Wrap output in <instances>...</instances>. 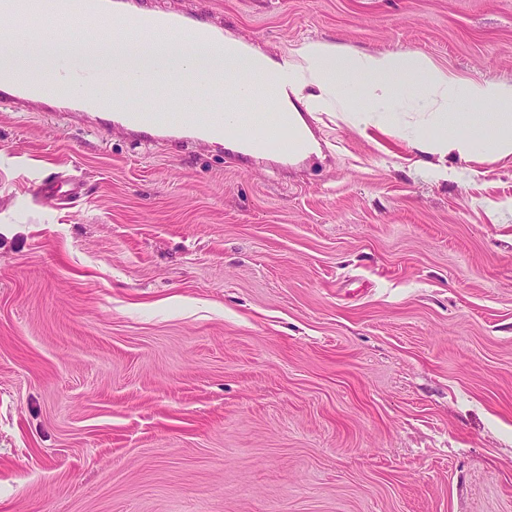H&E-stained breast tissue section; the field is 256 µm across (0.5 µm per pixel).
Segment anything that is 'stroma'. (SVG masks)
<instances>
[{"label": "stroma", "instance_id": "obj_1", "mask_svg": "<svg viewBox=\"0 0 512 512\" xmlns=\"http://www.w3.org/2000/svg\"><path fill=\"white\" fill-rule=\"evenodd\" d=\"M144 4L512 79V0ZM305 120L246 156L0 109V512H512V161Z\"/></svg>", "mask_w": 512, "mask_h": 512}]
</instances>
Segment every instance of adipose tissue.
<instances>
[{"label":"adipose tissue","instance_id":"1","mask_svg":"<svg viewBox=\"0 0 512 512\" xmlns=\"http://www.w3.org/2000/svg\"><path fill=\"white\" fill-rule=\"evenodd\" d=\"M16 40L24 49L0 45V64L22 83L33 71L44 75L50 89L60 88L55 77L60 59L73 66H94L104 81L125 82L129 75L157 87L176 85L185 93L184 108L194 112H242L255 104L287 114L303 150L314 143L303 118L335 104L343 120L359 132L371 129L403 137L420 154L470 161L480 156L498 161L512 159V80L462 81L436 67L416 51L349 52L336 44L308 40L292 52L289 63L243 39L224 38V103L215 105L210 90L212 60L202 44L170 42L158 48L149 35L122 41L106 29L71 35L67 51L48 48L43 34L20 31ZM491 112L490 122L459 111L460 102Z\"/></svg>","mask_w":512,"mask_h":512}]
</instances>
